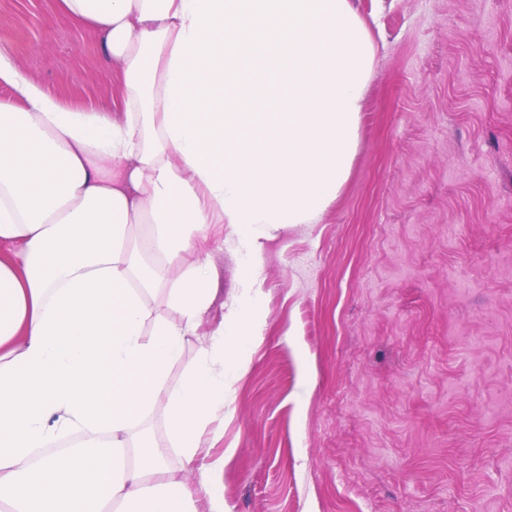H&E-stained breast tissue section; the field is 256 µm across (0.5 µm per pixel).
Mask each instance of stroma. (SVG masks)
Returning <instances> with one entry per match:
<instances>
[{
	"label": "stroma",
	"instance_id": "obj_1",
	"mask_svg": "<svg viewBox=\"0 0 512 512\" xmlns=\"http://www.w3.org/2000/svg\"><path fill=\"white\" fill-rule=\"evenodd\" d=\"M378 45L348 180L265 241V330L224 401L228 512H512V0H354ZM117 110L102 34L0 0V48ZM220 321L238 257L210 242Z\"/></svg>",
	"mask_w": 512,
	"mask_h": 512
}]
</instances>
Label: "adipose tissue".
Returning <instances> with one entry per match:
<instances>
[{"label":"adipose tissue","instance_id":"ef3b65f1","mask_svg":"<svg viewBox=\"0 0 512 512\" xmlns=\"http://www.w3.org/2000/svg\"><path fill=\"white\" fill-rule=\"evenodd\" d=\"M59 6L104 32L124 116L61 106L0 49V512H228L203 436L265 329L262 242L346 181L374 42L352 0ZM219 224L236 295L203 339ZM155 413L170 453L139 434Z\"/></svg>","mask_w":512,"mask_h":512}]
</instances>
